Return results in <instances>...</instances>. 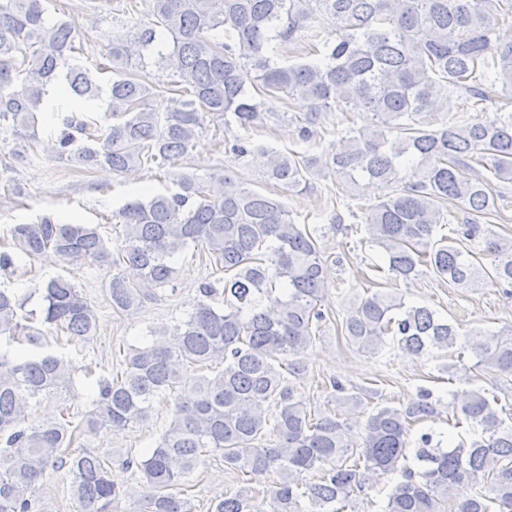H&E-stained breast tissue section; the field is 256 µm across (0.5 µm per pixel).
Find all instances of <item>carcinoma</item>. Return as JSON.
Returning <instances> with one entry per match:
<instances>
[{"label": "carcinoma", "instance_id": "obj_1", "mask_svg": "<svg viewBox=\"0 0 512 512\" xmlns=\"http://www.w3.org/2000/svg\"><path fill=\"white\" fill-rule=\"evenodd\" d=\"M512 0H150L147 20L105 46L110 71L102 86L74 62L77 25L49 20L44 0H0V121L31 149L86 169L125 174L162 168L186 155L221 118L247 129L271 118L309 141L323 114L361 113L319 155L270 149L266 176L289 192L332 172L354 190H384L363 207L360 241L384 252L376 271L409 280L427 268L460 287L512 286V242L494 238L483 219L512 209V196L489 191L512 183V111L491 119L442 120L448 98L463 90L479 105L496 87L512 92V36L499 18ZM334 27L321 37L319 21ZM310 59L280 63L278 49L301 41ZM171 69L182 87L158 111L137 75L148 61ZM62 81L67 102L48 106ZM307 103L290 116L284 100ZM52 108L59 135L39 137L38 114ZM175 191L127 202L115 214L122 245L112 252L97 227L49 216L10 228L12 250L0 270L52 251L65 262L110 263L112 309L133 313L173 286L174 258L207 252L223 276L200 284L186 319L153 328L151 342L129 350L120 378L98 385L83 432L123 430L150 417L156 396L189 385L169 425L142 459L141 512H188L182 478L219 452L224 466L278 477L266 492H227L214 512H291L306 499L314 512H347L380 477L398 472L382 512H512V413L474 389L454 394L465 436L448 448L425 432L410 448L411 426L434 413L430 394L369 414L358 439L347 419L310 409L288 377L326 320L325 253L285 204L243 185L229 169L173 174ZM463 228L452 227L451 210ZM481 239L478 254L468 243ZM42 318L0 289V512H42L36 484L61 467L74 436L69 422L29 418L32 402L72 383L77 367L46 350L61 331L89 341L97 318L64 276L42 284ZM39 321L40 326L33 325ZM347 341L379 354L387 342L410 355L444 350L464 339L474 367L512 380V328L461 333L427 306L377 289L350 303ZM414 459L416 467L408 464ZM81 512H109L119 497L103 459L82 451L69 462Z\"/></svg>", "mask_w": 512, "mask_h": 512}]
</instances>
